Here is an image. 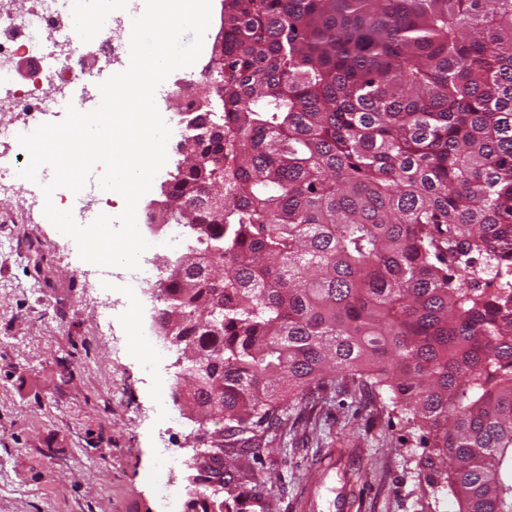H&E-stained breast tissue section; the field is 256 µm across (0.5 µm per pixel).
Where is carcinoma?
<instances>
[{
  "label": "carcinoma",
  "mask_w": 512,
  "mask_h": 512,
  "mask_svg": "<svg viewBox=\"0 0 512 512\" xmlns=\"http://www.w3.org/2000/svg\"><path fill=\"white\" fill-rule=\"evenodd\" d=\"M222 31L224 136L167 193L224 275L156 284L224 421L188 512L258 506L230 458L327 374L424 424L458 512H512V0H224Z\"/></svg>",
  "instance_id": "cac0c4a2"
}]
</instances>
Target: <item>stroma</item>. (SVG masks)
I'll use <instances>...</instances> for the list:
<instances>
[{"label":"stroma","mask_w":512,"mask_h":512,"mask_svg":"<svg viewBox=\"0 0 512 512\" xmlns=\"http://www.w3.org/2000/svg\"><path fill=\"white\" fill-rule=\"evenodd\" d=\"M0 197V512H160L158 449L186 457L193 425L156 417L160 380L113 340L154 327L122 306L101 330L98 297L124 299L120 278L95 274L75 241L24 202ZM426 429L388 395L340 375L290 398L250 467L263 512H455L446 484L429 485Z\"/></svg>","instance_id":"35a3bbf8"}]
</instances>
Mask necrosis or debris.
<instances>
[{
  "instance_id": "necrosis-or-debris-1",
  "label": "necrosis or debris",
  "mask_w": 512,
  "mask_h": 512,
  "mask_svg": "<svg viewBox=\"0 0 512 512\" xmlns=\"http://www.w3.org/2000/svg\"><path fill=\"white\" fill-rule=\"evenodd\" d=\"M123 0H29L24 11L14 10L12 0H0V81L9 84L0 95V109L44 115L66 111L68 104L94 109L101 101L99 84L104 72L119 64L121 45L114 33L124 31L127 17ZM99 29L103 39L95 50L83 51L73 39L75 28ZM22 82H14L16 71ZM95 167L85 188L54 193L76 221L87 213L107 212L112 200L102 192Z\"/></svg>"
}]
</instances>
